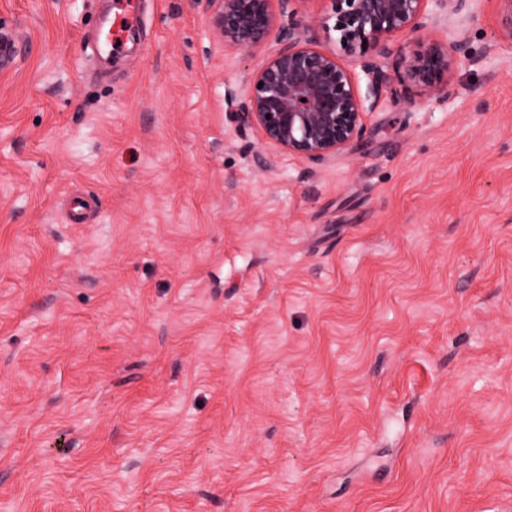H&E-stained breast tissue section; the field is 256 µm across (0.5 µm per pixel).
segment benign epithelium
Instances as JSON below:
<instances>
[{
	"mask_svg": "<svg viewBox=\"0 0 512 512\" xmlns=\"http://www.w3.org/2000/svg\"><path fill=\"white\" fill-rule=\"evenodd\" d=\"M220 2L216 25L225 45L250 50L271 37L280 44L246 83L241 119L258 127L266 142L315 162L344 152L363 134L355 68L368 77L376 97L396 96L395 83L405 80L432 95H446L451 59L474 60L470 41L459 33L446 47L426 43L403 62L401 72L379 62L390 54L393 35L434 27L448 13L472 10V0H333L334 29L353 57L350 65L319 49L291 22L293 0Z\"/></svg>",
	"mask_w": 512,
	"mask_h": 512,
	"instance_id": "1",
	"label": "benign epithelium"
}]
</instances>
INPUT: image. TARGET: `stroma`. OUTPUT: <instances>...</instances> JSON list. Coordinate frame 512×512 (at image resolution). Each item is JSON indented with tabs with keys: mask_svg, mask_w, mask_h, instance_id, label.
<instances>
[{
	"mask_svg": "<svg viewBox=\"0 0 512 512\" xmlns=\"http://www.w3.org/2000/svg\"><path fill=\"white\" fill-rule=\"evenodd\" d=\"M218 0H0V512H512V38L323 162L241 123ZM317 46L333 0H298ZM92 203L68 221L72 196ZM141 0H115L112 7V24L110 29L105 33L103 46H107L109 55L107 59L112 63L110 54L118 52L120 47L124 45L125 39L129 32L130 22L141 9ZM122 22V45L113 39L112 31L117 22Z\"/></svg>",
	"mask_w": 512,
	"mask_h": 512,
	"instance_id": "1",
	"label": "stroma"
}]
</instances>
